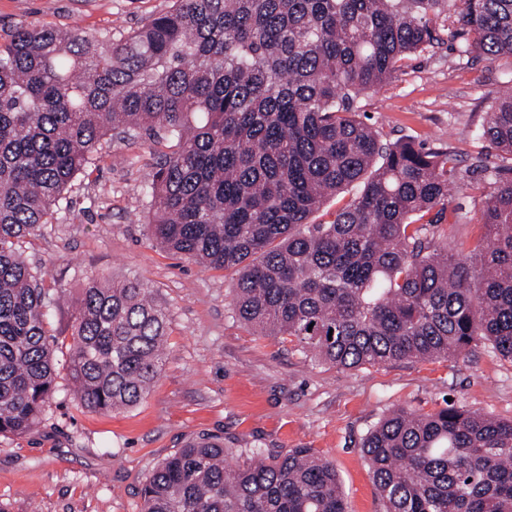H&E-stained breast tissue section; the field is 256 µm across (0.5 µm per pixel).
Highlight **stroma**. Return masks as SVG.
I'll use <instances>...</instances> for the list:
<instances>
[{"label":"stroma","instance_id":"1","mask_svg":"<svg viewBox=\"0 0 512 512\" xmlns=\"http://www.w3.org/2000/svg\"><path fill=\"white\" fill-rule=\"evenodd\" d=\"M172 0H0V44L16 25L127 35ZM439 40L411 56L394 78L361 99L363 120L382 140L413 138L451 149L471 182H487L478 156L495 148L477 138L498 88L502 63L462 55ZM165 143L143 136L113 141L75 181L52 224L20 251L64 297L50 317L56 391L43 420L22 436L0 435V512H141L146 478L200 435L222 438L246 464V448L273 457L308 448L332 462L348 512H381L360 443L390 410L430 413L445 398L500 421L512 420V361L490 345L467 358L398 361L343 369L298 351L285 337L256 335L232 315L231 272L206 268L167 250L146 224L147 175ZM469 223L448 236L470 251L486 228L480 198L452 191ZM143 278L169 316L162 369L148 395L122 412L84 408L71 380L68 350L87 277Z\"/></svg>","mask_w":512,"mask_h":512}]
</instances>
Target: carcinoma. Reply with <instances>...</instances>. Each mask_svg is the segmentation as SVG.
<instances>
[{
	"instance_id": "1",
	"label": "carcinoma",
	"mask_w": 512,
	"mask_h": 512,
	"mask_svg": "<svg viewBox=\"0 0 512 512\" xmlns=\"http://www.w3.org/2000/svg\"><path fill=\"white\" fill-rule=\"evenodd\" d=\"M508 61L479 137L486 233L448 242L457 153L383 142L360 96L437 40ZM171 142L145 185L159 244L237 275L232 312L342 368L512 361V0H175L118 39L17 25L0 45V434L24 435L55 389L49 311L59 296L18 252L52 223L114 131ZM333 219L314 216L348 189ZM168 315L137 277H91L68 352L82 405L120 412L163 364ZM361 448L383 512H512V421L453 402L404 407ZM232 466L198 437L147 478L142 512H347L336 467L308 448Z\"/></svg>"
}]
</instances>
